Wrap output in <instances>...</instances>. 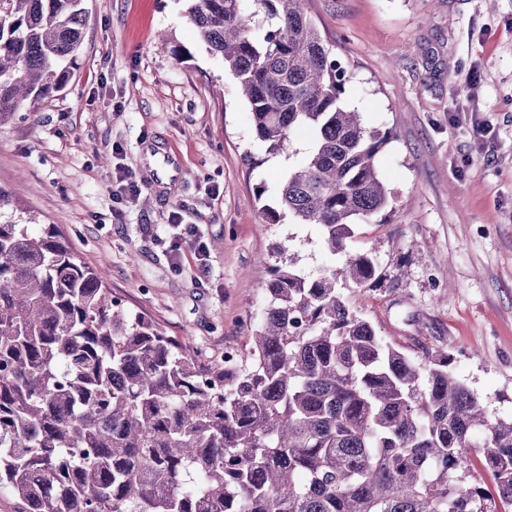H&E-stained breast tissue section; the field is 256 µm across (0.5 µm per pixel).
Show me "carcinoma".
Returning a JSON list of instances; mask_svg holds the SVG:
<instances>
[{"mask_svg":"<svg viewBox=\"0 0 512 512\" xmlns=\"http://www.w3.org/2000/svg\"><path fill=\"white\" fill-rule=\"evenodd\" d=\"M191 0L272 154L295 128L281 206L338 264L273 269L251 344L203 361L127 311L54 224L29 231L0 188V491L16 512H502L512 419L492 416L447 352L377 334L337 289L376 280L345 241L391 197L388 134L342 101L349 81L303 0ZM84 0H0V126L65 89ZM482 449L478 482L470 449Z\"/></svg>","mask_w":512,"mask_h":512,"instance_id":"1","label":"carcinoma"}]
</instances>
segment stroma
Here are the masks:
<instances>
[{
	"label": "stroma",
	"instance_id": "obj_1",
	"mask_svg": "<svg viewBox=\"0 0 512 512\" xmlns=\"http://www.w3.org/2000/svg\"><path fill=\"white\" fill-rule=\"evenodd\" d=\"M84 38L66 90L0 127V187L56 225L128 309L199 354L243 348L266 303L276 244L305 276L337 263L317 226L279 209L287 152L259 144L222 59L186 0H85ZM351 81L343 99L390 140L378 167L392 195L348 239L376 249L381 280L342 288L377 333L413 356L443 351L494 416L512 418V0H304ZM179 178L155 191L149 145ZM128 172L137 199L118 196ZM196 226L206 262L178 230ZM402 266L401 278L390 275Z\"/></svg>",
	"mask_w": 512,
	"mask_h": 512
}]
</instances>
